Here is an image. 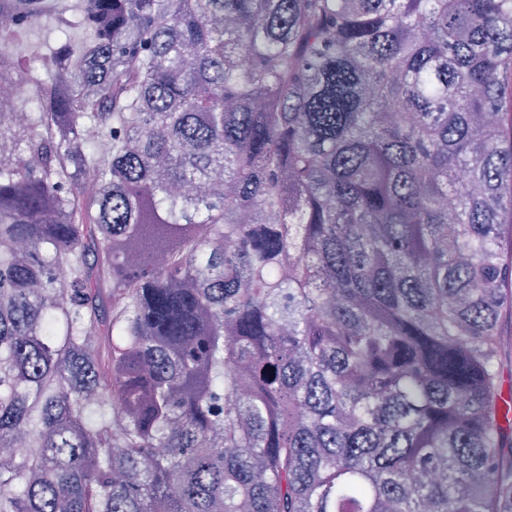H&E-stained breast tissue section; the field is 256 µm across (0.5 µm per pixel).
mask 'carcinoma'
Wrapping results in <instances>:
<instances>
[{
	"instance_id": "obj_1",
	"label": "carcinoma",
	"mask_w": 512,
	"mask_h": 512,
	"mask_svg": "<svg viewBox=\"0 0 512 512\" xmlns=\"http://www.w3.org/2000/svg\"><path fill=\"white\" fill-rule=\"evenodd\" d=\"M0 15V512H512V0Z\"/></svg>"
}]
</instances>
